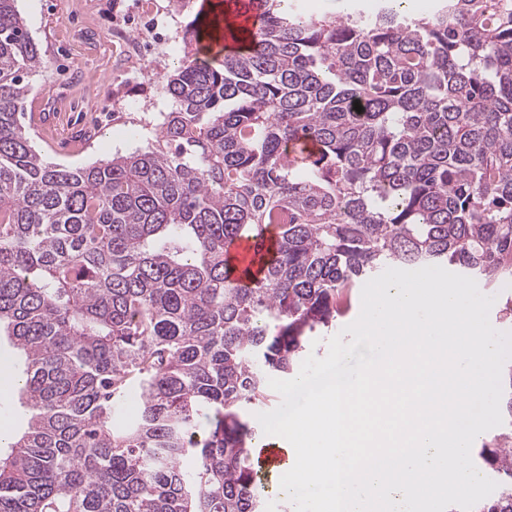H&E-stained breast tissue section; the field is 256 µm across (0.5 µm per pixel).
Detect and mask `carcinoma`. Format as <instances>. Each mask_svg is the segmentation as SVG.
<instances>
[{"label":"carcinoma","instance_id":"carcinoma-1","mask_svg":"<svg viewBox=\"0 0 512 512\" xmlns=\"http://www.w3.org/2000/svg\"><path fill=\"white\" fill-rule=\"evenodd\" d=\"M14 2L0 0V332L25 356L5 402L25 396L27 429L0 439V512H263L243 409L356 288L389 267L512 279V0L415 16L384 0L338 20L264 0L235 53L201 9L154 143L79 168L30 145L41 56ZM502 385L507 427L474 456L498 487L473 512H512V364Z\"/></svg>","mask_w":512,"mask_h":512}]
</instances>
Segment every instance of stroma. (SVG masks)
<instances>
[{
  "label": "stroma",
  "instance_id": "obj_1",
  "mask_svg": "<svg viewBox=\"0 0 512 512\" xmlns=\"http://www.w3.org/2000/svg\"><path fill=\"white\" fill-rule=\"evenodd\" d=\"M42 63L23 103L47 161L88 166L146 148L175 102L161 84L183 58L199 0H17Z\"/></svg>",
  "mask_w": 512,
  "mask_h": 512
}]
</instances>
